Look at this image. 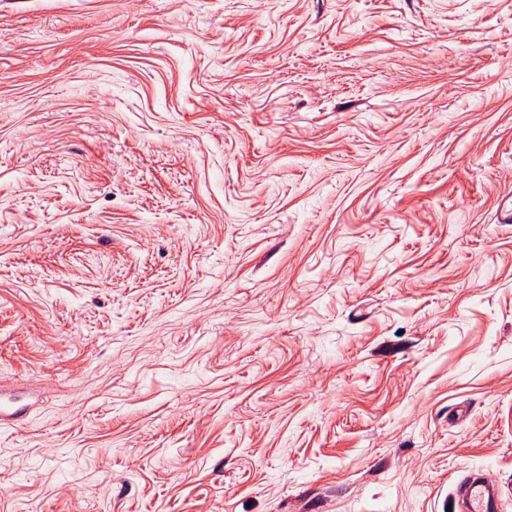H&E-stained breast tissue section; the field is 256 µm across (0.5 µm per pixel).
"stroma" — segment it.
<instances>
[{"label":"stroma","mask_w":512,"mask_h":512,"mask_svg":"<svg viewBox=\"0 0 512 512\" xmlns=\"http://www.w3.org/2000/svg\"><path fill=\"white\" fill-rule=\"evenodd\" d=\"M512 489V0H0V512Z\"/></svg>","instance_id":"obj_1"}]
</instances>
